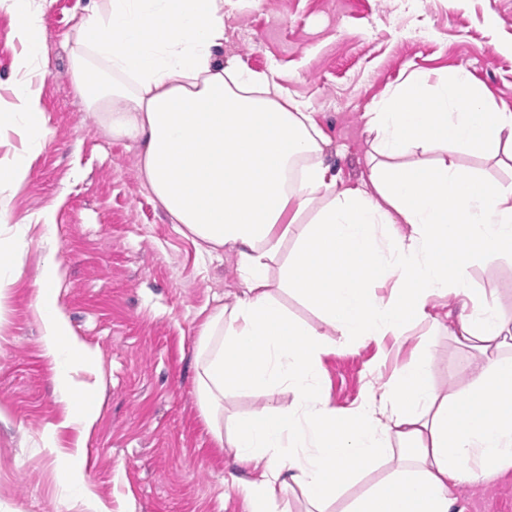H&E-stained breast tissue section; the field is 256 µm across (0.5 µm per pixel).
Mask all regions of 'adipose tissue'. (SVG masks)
<instances>
[{
  "mask_svg": "<svg viewBox=\"0 0 512 512\" xmlns=\"http://www.w3.org/2000/svg\"><path fill=\"white\" fill-rule=\"evenodd\" d=\"M241 0H90L72 27V79L109 137L138 149L153 198L201 254L231 250L242 286L203 309L193 385L207 432L232 456L246 512H456L457 492L512 475V316L470 286L473 265L512 254V180L462 173L466 149L512 170V110L454 69L383 92L363 118L367 169L344 181L322 159L327 138L305 104L224 56L227 6ZM44 0H0L22 46L0 129L22 149L0 183L23 186L50 133L32 78ZM46 261L37 310L55 380L83 430L98 417V353L58 303ZM390 284L388 296L374 292ZM292 296L316 317L291 315ZM458 313L445 323L441 301ZM472 349L466 385L440 392L414 357L343 413L321 364L337 337L404 338L411 325ZM292 393L228 422L232 396ZM388 472L347 491L378 462Z\"/></svg>",
  "mask_w": 512,
  "mask_h": 512,
  "instance_id": "adipose-tissue-1",
  "label": "adipose tissue"
}]
</instances>
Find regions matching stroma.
Here are the masks:
<instances>
[{
	"instance_id": "obj_1",
	"label": "stroma",
	"mask_w": 512,
	"mask_h": 512,
	"mask_svg": "<svg viewBox=\"0 0 512 512\" xmlns=\"http://www.w3.org/2000/svg\"><path fill=\"white\" fill-rule=\"evenodd\" d=\"M88 0H47L37 79L51 135L19 190L0 189L21 275L0 294V512H88L59 476L81 451L83 480L107 512H244L237 468L206 433L192 386L198 313L238 293L232 253L202 256L144 185L136 147L104 136L77 93L68 36ZM21 49L0 13V104L14 100ZM224 53L269 74L303 101L330 141L343 179L366 168L373 99L411 74L462 67L512 110V0H253L230 11ZM55 213L47 248L34 218ZM60 264L58 300L76 336L100 354L103 400L89 433L67 424L36 310L47 259ZM470 285L494 289L512 313V255L474 265ZM425 355L440 390L464 386L470 354L416 326L403 341L337 342L322 357L332 405L350 411L367 388ZM54 439L49 451L46 439ZM461 512H512V478L465 486Z\"/></svg>"
}]
</instances>
